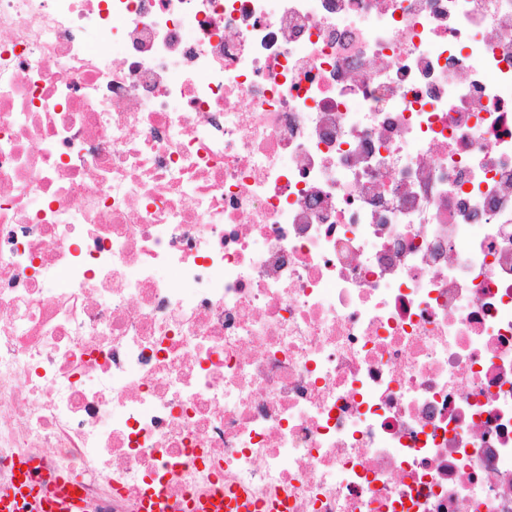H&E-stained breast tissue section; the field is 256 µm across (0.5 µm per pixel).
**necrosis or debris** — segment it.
<instances>
[{
	"label": "necrosis or debris",
	"instance_id": "1",
	"mask_svg": "<svg viewBox=\"0 0 512 512\" xmlns=\"http://www.w3.org/2000/svg\"><path fill=\"white\" fill-rule=\"evenodd\" d=\"M70 512H512V0H0V483ZM23 465H26V470H22ZM17 475H20V478L16 477L11 484L0 486V512H34L37 510L34 507L37 502L41 512H64L70 509L69 499H72L70 490L73 489V485L61 484V488L54 493L56 500L47 499L46 502L50 507L43 510L44 499L38 498V481L31 474L27 463H18ZM67 487L68 489L65 490ZM23 490H27V494H24ZM17 497H20V500H17ZM186 506L193 512H249L252 505L249 504L246 493L243 490L231 491L224 496V492L219 490L205 499L187 500Z\"/></svg>",
	"mask_w": 512,
	"mask_h": 512
}]
</instances>
